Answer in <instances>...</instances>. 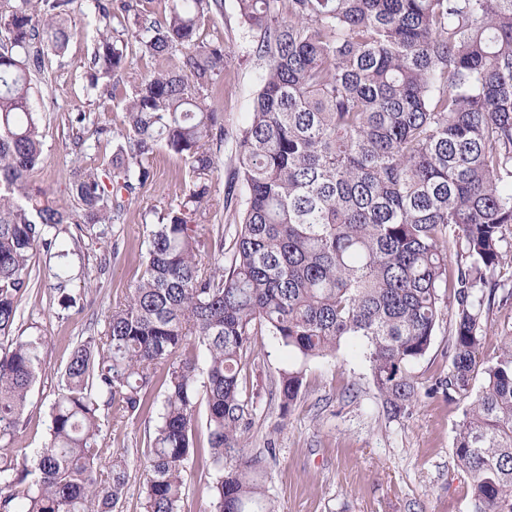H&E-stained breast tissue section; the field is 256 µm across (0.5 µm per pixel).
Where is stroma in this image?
<instances>
[{
	"label": "stroma",
	"instance_id": "stroma-1",
	"mask_svg": "<svg viewBox=\"0 0 512 512\" xmlns=\"http://www.w3.org/2000/svg\"><path fill=\"white\" fill-rule=\"evenodd\" d=\"M72 23L78 33L62 55L48 54L34 86L33 105L43 138L44 162L33 181L51 190L60 203L71 205L75 166L107 169L112 147L97 140L96 127L115 128L123 120V101L103 88H90L87 62L96 44V19L91 0H73ZM207 42L227 47L224 80L211 102L223 112L228 130H235L247 112L258 84L259 70L238 19L236 0H224L223 16L199 31ZM83 123H76L77 115ZM181 162L168 151L154 161V178L130 201L113 230L118 254L106 273L97 270L100 251L90 241L77 245L72 279L64 290L44 254L32 264L34 284L21 303V326H41L50 341L42 351L44 370L33 386L14 448L34 455L48 437L50 408L69 353L92 320L102 319L142 271L141 244L149 228L142 213L163 209L182 194ZM214 206L208 220L232 235V216L243 194L231 186L229 168L212 178ZM73 304L61 309V293ZM512 336V297L496 298L484 327L481 357H495ZM261 353L258 367L247 369L246 385L257 407L245 432L248 448L274 446L277 461L267 470V486L277 512H470V477L458 463L453 441L462 417V399L429 395L434 377L448 371V326L440 324L427 354L412 372L420 396L409 414L387 418L373 386L371 371L357 341L344 343L335 357L308 364L300 397L290 413H282L274 382L291 359L269 334L255 338ZM158 421L157 412L141 414L104 427L107 454H125L129 463L126 493L119 512H141V491L147 458L146 439ZM197 454L188 461L190 479L181 512H206L209 504L207 468L200 457L207 450L205 416L197 418Z\"/></svg>",
	"mask_w": 512,
	"mask_h": 512
}]
</instances>
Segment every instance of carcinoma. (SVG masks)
Wrapping results in <instances>:
<instances>
[{"mask_svg":"<svg viewBox=\"0 0 512 512\" xmlns=\"http://www.w3.org/2000/svg\"><path fill=\"white\" fill-rule=\"evenodd\" d=\"M72 2L0 0V339H11L0 354V512H115L128 462L101 465L102 421L150 412L157 383L142 512H180L201 400L209 512H274L264 474L276 449L242 443L254 336L268 332L301 361L279 373L282 412L305 364L357 340L399 418L418 398L411 368L446 318L451 368L428 393L468 399L453 447L472 512H512V337L471 390L512 226V0H237L260 76L232 134L208 103L226 47L198 37L223 0H166L160 14L92 0V86L110 77L117 92L133 54L167 65L133 78L122 127L95 128L112 142V169H76L70 211L31 174L43 160L33 77L67 47ZM228 140L244 198L227 246L224 227L206 222ZM161 149L180 159L186 192L141 216L152 224L141 277L103 331L72 348L45 446L32 460L8 451L47 343L17 332L36 252L68 282L63 225L106 238Z\"/></svg>","mask_w":512,"mask_h":512,"instance_id":"obj_1","label":"carcinoma"}]
</instances>
